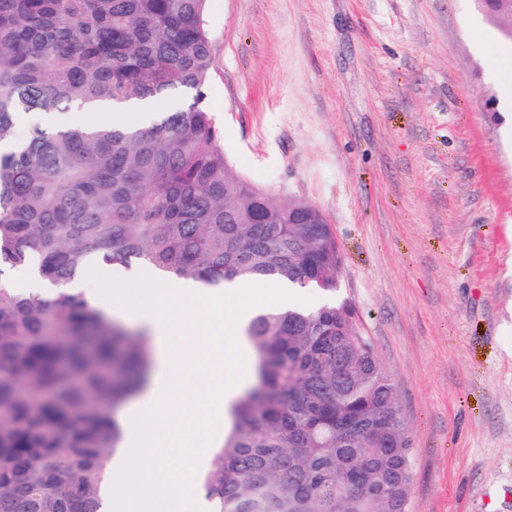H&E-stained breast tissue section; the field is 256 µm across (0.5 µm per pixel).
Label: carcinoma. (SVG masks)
Instances as JSON below:
<instances>
[{
    "mask_svg": "<svg viewBox=\"0 0 512 512\" xmlns=\"http://www.w3.org/2000/svg\"><path fill=\"white\" fill-rule=\"evenodd\" d=\"M206 0H0V512H102L108 421L145 384L150 336L71 288L90 262L222 289L288 281L313 310L255 316L257 384L212 455V512H407L412 440L392 378L339 297L328 224L236 175L203 106ZM147 100L148 126L24 115ZM35 266L46 297L7 277Z\"/></svg>",
    "mask_w": 512,
    "mask_h": 512,
    "instance_id": "obj_1",
    "label": "carcinoma"
}]
</instances>
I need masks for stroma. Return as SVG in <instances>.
I'll return each instance as SVG.
<instances>
[{
    "mask_svg": "<svg viewBox=\"0 0 512 512\" xmlns=\"http://www.w3.org/2000/svg\"><path fill=\"white\" fill-rule=\"evenodd\" d=\"M234 173L326 215L413 441L408 512H512V39L474 0H208Z\"/></svg>",
    "mask_w": 512,
    "mask_h": 512,
    "instance_id": "obj_1",
    "label": "stroma"
}]
</instances>
